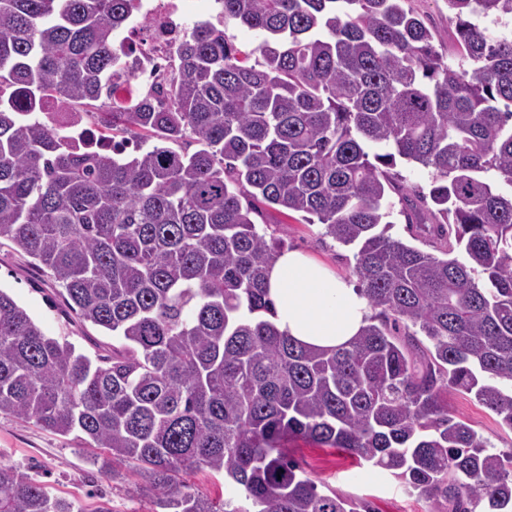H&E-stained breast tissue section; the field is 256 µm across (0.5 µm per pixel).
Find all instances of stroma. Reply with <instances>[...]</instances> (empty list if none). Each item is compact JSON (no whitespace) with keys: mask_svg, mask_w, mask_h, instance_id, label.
I'll use <instances>...</instances> for the list:
<instances>
[{"mask_svg":"<svg viewBox=\"0 0 512 512\" xmlns=\"http://www.w3.org/2000/svg\"><path fill=\"white\" fill-rule=\"evenodd\" d=\"M408 5L433 31L436 50L449 61H456V28L446 0H408ZM254 206L252 220L266 238L282 239L285 248L323 263L337 276L353 279V248L325 236L323 225L307 223L298 213L285 217L259 200ZM0 290L12 296L47 336L69 341L89 354L95 351L94 341L107 339L101 329L81 325L52 281L7 242L0 244ZM448 411L469 423L494 450H512V430L502 426L499 418L473 395L449 393ZM287 446L317 484L369 501L375 512L430 510L422 496L406 491L388 471L357 461L340 449L302 439L290 440ZM0 459L30 470L49 485L53 494L82 499L90 494L100 495L109 500L113 512H151L150 499L140 490L135 477L117 482L106 480L80 452L72 437L42 430L5 414H0Z\"/></svg>","mask_w":512,"mask_h":512,"instance_id":"1","label":"stroma"}]
</instances>
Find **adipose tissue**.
Returning <instances> with one entry per match:
<instances>
[{"instance_id":"obj_1","label":"adipose tissue","mask_w":512,"mask_h":512,"mask_svg":"<svg viewBox=\"0 0 512 512\" xmlns=\"http://www.w3.org/2000/svg\"><path fill=\"white\" fill-rule=\"evenodd\" d=\"M267 286L279 332L314 348L349 343L371 315L367 298L353 283L294 250L271 263Z\"/></svg>"}]
</instances>
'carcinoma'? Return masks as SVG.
Returning <instances> with one entry per match:
<instances>
[{"label": "carcinoma", "instance_id": "carcinoma-1", "mask_svg": "<svg viewBox=\"0 0 512 512\" xmlns=\"http://www.w3.org/2000/svg\"><path fill=\"white\" fill-rule=\"evenodd\" d=\"M223 2L224 28L179 43L165 97L98 113L109 153L23 108L101 99L130 0H0V240L112 336L80 352L0 289V413L76 435L159 512H374L319 491L289 438L390 471L431 512H509L512 452L452 416L448 393L512 431V34L473 22L512 20V0H448L457 66L406 0ZM231 26L263 40L246 54ZM399 158L431 170L429 193ZM393 193L444 257L388 234ZM259 197L355 248L373 314L348 345L276 328L266 276L284 243L251 220ZM194 471L224 475L221 506L187 490ZM0 512L112 509L0 461Z\"/></svg>", "mask_w": 512, "mask_h": 512}]
</instances>
